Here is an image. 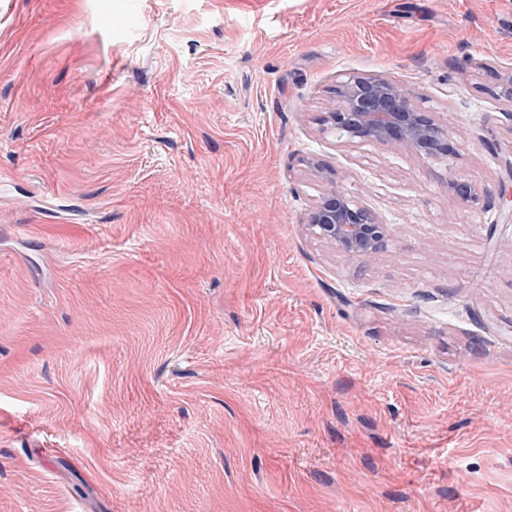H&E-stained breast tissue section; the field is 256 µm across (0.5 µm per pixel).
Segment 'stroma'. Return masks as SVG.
Listing matches in <instances>:
<instances>
[{
    "mask_svg": "<svg viewBox=\"0 0 512 512\" xmlns=\"http://www.w3.org/2000/svg\"><path fill=\"white\" fill-rule=\"evenodd\" d=\"M511 70L512 0H0V512H512ZM348 75L452 155L323 134ZM307 163L326 186L308 210L305 226L309 233L352 259L364 261L383 252L390 239L388 225L379 224L369 209L336 186L332 167L314 158ZM448 189L472 208L484 202L485 192L471 182L458 177L453 171L448 173Z\"/></svg>",
    "mask_w": 512,
    "mask_h": 512,
    "instance_id": "obj_1",
    "label": "stroma"
}]
</instances>
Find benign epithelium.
I'll return each instance as SVG.
<instances>
[{"label": "benign epithelium", "mask_w": 512, "mask_h": 512, "mask_svg": "<svg viewBox=\"0 0 512 512\" xmlns=\"http://www.w3.org/2000/svg\"><path fill=\"white\" fill-rule=\"evenodd\" d=\"M323 132L353 143L400 144L430 159L448 155V125L419 109L399 82L385 76H350L341 81ZM308 166L325 184L307 213L309 233L352 259L364 261L383 252L390 239L388 225L336 186L335 171L328 164L312 158ZM448 189L472 208L484 202L483 190L451 170Z\"/></svg>", "instance_id": "obj_1"}]
</instances>
